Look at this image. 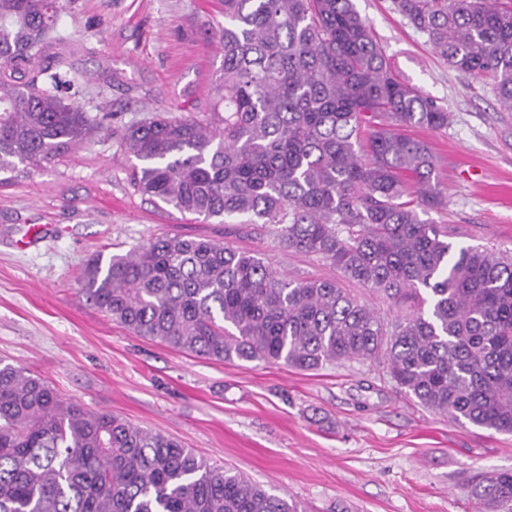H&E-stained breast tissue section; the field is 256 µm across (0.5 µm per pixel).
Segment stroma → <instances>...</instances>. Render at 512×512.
<instances>
[{
  "mask_svg": "<svg viewBox=\"0 0 512 512\" xmlns=\"http://www.w3.org/2000/svg\"><path fill=\"white\" fill-rule=\"evenodd\" d=\"M58 28L83 110L113 127L164 113L203 118L223 53L221 0H63ZM395 72L448 110L412 129L436 155L455 246L512 252V111L489 81L449 67L391 0H354ZM132 156L97 133L27 172H0V359L44 378L68 401L170 435L307 512H475L477 475L512 471V435L457 422L401 394L360 361L299 371L206 359L137 336L80 291L92 255L192 235L268 258L291 279H339L385 320L386 295L287 251L260 227L181 215L142 196Z\"/></svg>",
  "mask_w": 512,
  "mask_h": 512,
  "instance_id": "1",
  "label": "stroma"
}]
</instances>
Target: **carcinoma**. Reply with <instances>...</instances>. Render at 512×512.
<instances>
[{
  "label": "carcinoma",
  "instance_id": "1",
  "mask_svg": "<svg viewBox=\"0 0 512 512\" xmlns=\"http://www.w3.org/2000/svg\"><path fill=\"white\" fill-rule=\"evenodd\" d=\"M456 71L512 111V0H393ZM58 0H0V171L41 168L105 129L76 104ZM209 118L152 115L118 145L143 195L209 220L246 217L281 247L405 306L391 323L334 279L285 277L207 238L148 239L88 261L81 291L138 336L216 361L302 371L379 365L405 396L512 433V257L454 249L435 157L405 133L448 111L402 81L353 0H224ZM512 512V471L473 488ZM0 512H301L166 434L63 400L0 360Z\"/></svg>",
  "mask_w": 512,
  "mask_h": 512
}]
</instances>
